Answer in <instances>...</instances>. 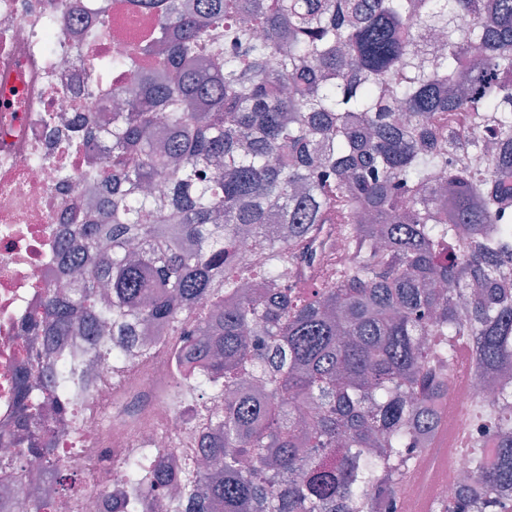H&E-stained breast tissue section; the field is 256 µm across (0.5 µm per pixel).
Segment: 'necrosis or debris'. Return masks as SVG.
<instances>
[{
  "label": "necrosis or debris",
  "instance_id": "obj_1",
  "mask_svg": "<svg viewBox=\"0 0 512 512\" xmlns=\"http://www.w3.org/2000/svg\"><path fill=\"white\" fill-rule=\"evenodd\" d=\"M144 35L139 15L109 10L106 0H0V79L23 76L14 110L22 132L0 135V459L10 461L9 468L0 467V512L20 499L24 478L43 467L39 454L15 445L23 427L22 393L42 382L49 365L33 347L28 327L42 313L47 288L69 277L61 254L77 247L69 236L71 203L87 205L101 192L83 171L86 152L102 153L103 140L85 137L83 151H76L66 140H51L53 119L63 112L70 125H79L85 113L111 111L106 87L151 77L146 61L90 72L93 63L131 53ZM65 173L71 176L66 184ZM173 342L155 337L146 354L120 366L97 361L94 384L62 432L56 429L55 403L63 395L52 390L42 427L55 432L56 454L70 466L53 512H112L109 491L114 479L125 478L128 457L146 451L151 469L158 470L172 464L160 450L163 441H172L180 455L195 447L196 432L173 402ZM452 374V433L459 441L479 437L462 408L481 384L468 361H458ZM425 454L427 466L402 484L400 512L454 498L451 482L435 475L441 466L462 475L469 471L470 459L461 450L431 440Z\"/></svg>",
  "mask_w": 512,
  "mask_h": 512
}]
</instances>
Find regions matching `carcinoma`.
<instances>
[{
    "mask_svg": "<svg viewBox=\"0 0 512 512\" xmlns=\"http://www.w3.org/2000/svg\"><path fill=\"white\" fill-rule=\"evenodd\" d=\"M126 3L153 24L121 64L163 77L87 116L112 193L71 226L80 278L33 331L120 363L151 322L178 336L176 384L222 403L207 470L133 457L131 481L175 486L177 512H397L464 348L498 381L468 416L500 453L465 442L471 479L434 512H512V0ZM333 232L350 263L318 256ZM84 359L53 380L70 401Z\"/></svg>",
    "mask_w": 512,
    "mask_h": 512,
    "instance_id": "1",
    "label": "carcinoma"
}]
</instances>
